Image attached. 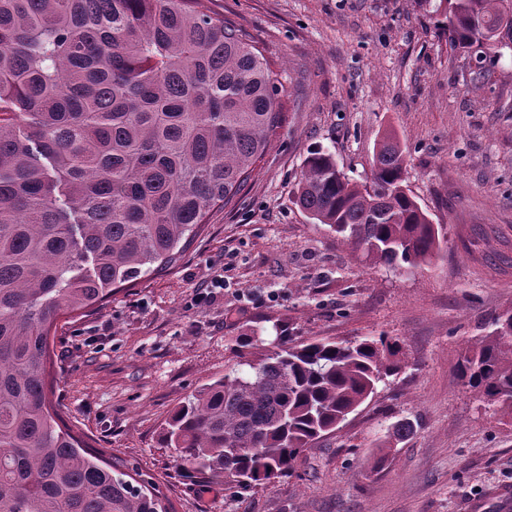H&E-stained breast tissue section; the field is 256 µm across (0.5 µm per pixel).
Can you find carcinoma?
<instances>
[{
    "label": "carcinoma",
    "instance_id": "cac0c4a2",
    "mask_svg": "<svg viewBox=\"0 0 512 512\" xmlns=\"http://www.w3.org/2000/svg\"><path fill=\"white\" fill-rule=\"evenodd\" d=\"M420 2L474 58L472 82L512 50V0ZM200 4L0 0V512H174L149 475L53 409L47 363L60 318L174 266L283 125L271 63ZM494 32L509 44L481 42ZM405 163L388 134L360 185L315 149L296 204L367 258L417 266L442 229L406 193ZM493 326L459 378L512 414V312ZM262 345L242 334L236 362L166 420L162 444L181 472L239 489L285 480L408 366L388 336Z\"/></svg>",
    "mask_w": 512,
    "mask_h": 512
}]
</instances>
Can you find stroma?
I'll use <instances>...</instances> for the list:
<instances>
[{
	"label": "stroma",
	"mask_w": 512,
	"mask_h": 512,
	"mask_svg": "<svg viewBox=\"0 0 512 512\" xmlns=\"http://www.w3.org/2000/svg\"><path fill=\"white\" fill-rule=\"evenodd\" d=\"M203 4L272 63L283 126L173 268L58 321L53 404L96 447L138 464L176 512H512V416L457 375L492 317L512 311V52L476 84L467 52L416 0ZM388 132L406 152L411 196L444 236L429 263L398 270L295 203L312 150L362 184ZM273 329L294 343L395 337L410 365L283 482L236 492L185 476L161 444L165 421L235 362L241 333ZM399 422L410 431L380 451Z\"/></svg>",
	"instance_id": "obj_1"
}]
</instances>
